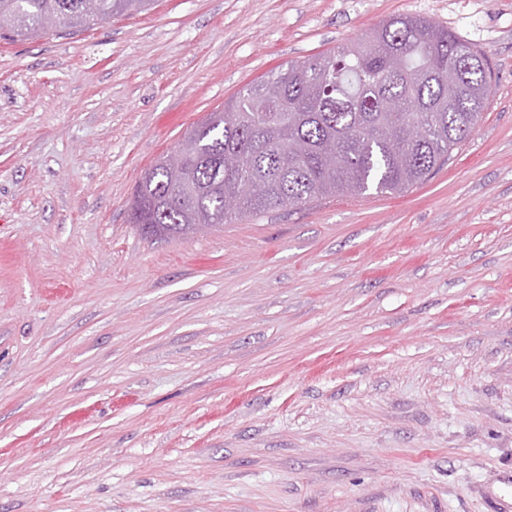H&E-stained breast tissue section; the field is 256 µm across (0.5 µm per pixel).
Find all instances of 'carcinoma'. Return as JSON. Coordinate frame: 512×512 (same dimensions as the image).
Instances as JSON below:
<instances>
[{"label": "carcinoma", "instance_id": "carcinoma-1", "mask_svg": "<svg viewBox=\"0 0 512 512\" xmlns=\"http://www.w3.org/2000/svg\"><path fill=\"white\" fill-rule=\"evenodd\" d=\"M154 0H0V36L36 37ZM492 91L486 53L422 16L396 15L363 42L291 60L207 113L185 136L187 181L175 190L165 157L138 181L134 224L173 238L266 209L339 195L401 194L424 182L478 126ZM412 126L423 129L408 138ZM234 154V168L221 157ZM235 196L229 212L225 198Z\"/></svg>", "mask_w": 512, "mask_h": 512}]
</instances>
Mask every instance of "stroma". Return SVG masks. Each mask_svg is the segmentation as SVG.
<instances>
[{
  "label": "stroma",
  "mask_w": 512,
  "mask_h": 512,
  "mask_svg": "<svg viewBox=\"0 0 512 512\" xmlns=\"http://www.w3.org/2000/svg\"><path fill=\"white\" fill-rule=\"evenodd\" d=\"M399 14L494 72L428 180L130 223L206 113ZM0 512H512V0H155L0 38Z\"/></svg>",
  "instance_id": "stroma-1"
}]
</instances>
